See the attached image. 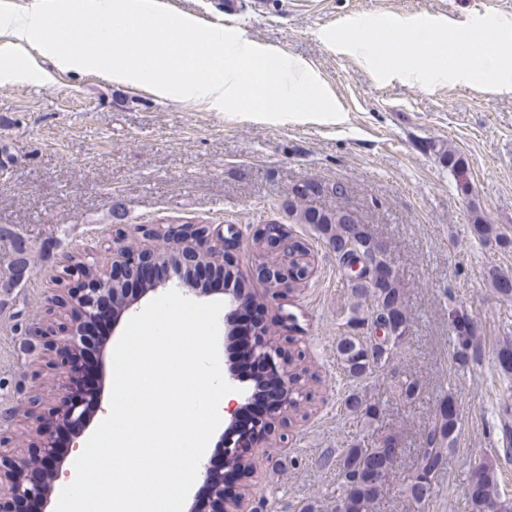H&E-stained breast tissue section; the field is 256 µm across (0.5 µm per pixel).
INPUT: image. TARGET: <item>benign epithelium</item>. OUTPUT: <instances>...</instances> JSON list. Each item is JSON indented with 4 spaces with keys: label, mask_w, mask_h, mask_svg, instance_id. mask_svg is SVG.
Wrapping results in <instances>:
<instances>
[{
    "label": "benign epithelium",
    "mask_w": 512,
    "mask_h": 512,
    "mask_svg": "<svg viewBox=\"0 0 512 512\" xmlns=\"http://www.w3.org/2000/svg\"><path fill=\"white\" fill-rule=\"evenodd\" d=\"M139 233L146 244L142 248L129 250L124 244V231L114 230L112 235V262L97 266L86 264L73 266L64 262L57 278L61 287L55 289L56 306L73 312L76 324L59 333L50 332L40 325L32 328L35 337L45 340V346L54 354V366L72 377L73 354L81 350L86 342L83 325L96 318L97 301L102 297L111 299L113 305L112 328H117L122 317L135 309V306L149 295H154L166 284L152 283L150 288H142L139 294L129 297L128 289L118 272L128 277L161 264L174 262L181 266H212L209 252L218 248L223 252V266H233L230 249L240 240V231L235 224H142ZM165 240L167 247L155 249L149 242ZM252 243L259 255L255 274L266 284L269 302H276L283 290L304 283L314 271L310 251L300 242L290 238L286 226L276 224L274 230L269 225L257 226ZM112 282L105 288L102 280ZM78 281L79 290L69 287L70 282ZM254 358L262 361L268 372L277 378L283 387L284 398L278 410L264 423L257 425L249 447H244L239 439L236 426L237 413L242 407L227 410L225 429L220 434L219 447L224 449L226 464L232 465L236 474L252 471V456L260 448L269 445L275 423L286 422L290 409L300 405L306 394L299 391V380L288 370V357L275 337L262 331L252 351ZM102 389L99 383L89 386L83 396L72 393L62 396L55 404L35 416L34 435L31 447L36 452L16 459L0 455V512H15V505L28 502L37 505L36 512H50L52 484L62 473L67 458L56 451L55 436L66 433V446L76 448V439L90 423L93 414L101 407ZM201 475L205 484L211 487L210 512H241L243 497L224 495V473L215 470L210 463H201Z\"/></svg>",
    "instance_id": "benign-epithelium-1"
}]
</instances>
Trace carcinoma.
Segmentation results:
<instances>
[{
	"instance_id": "obj_1",
	"label": "carcinoma",
	"mask_w": 512,
	"mask_h": 512,
	"mask_svg": "<svg viewBox=\"0 0 512 512\" xmlns=\"http://www.w3.org/2000/svg\"><path fill=\"white\" fill-rule=\"evenodd\" d=\"M448 168L455 187L466 195L471 188L470 171L459 157L448 154ZM322 191L320 184L306 182L292 188L285 206L297 224H311L346 264L366 259L377 266H389L386 251L376 249L374 239L364 224L344 215V209H323L310 205L311 198ZM354 298L353 314L347 326L357 330L365 318L364 309L371 310L373 322H384L390 331L383 340H364L359 336H343L336 345L342 367L348 377L362 380L384 369L388 361L390 340H399L408 330L407 316L398 278L392 270L378 274L371 281H349ZM448 325L455 334L453 359L466 366L478 358L477 328L465 314L452 309ZM347 416L377 419L382 412L380 401L369 400L354 390L343 400ZM459 413L455 397L444 396L437 417L425 431L424 448L418 454L415 474L406 486V493L417 503L429 496L432 480L444 468L458 428ZM396 455L395 444L389 440L379 445L354 444L336 457V474L340 480L346 512H370L372 504L381 496L387 474ZM467 500L470 512H491L494 506L512 512V502L502 497L492 466L481 459L474 462L467 476Z\"/></svg>"
}]
</instances>
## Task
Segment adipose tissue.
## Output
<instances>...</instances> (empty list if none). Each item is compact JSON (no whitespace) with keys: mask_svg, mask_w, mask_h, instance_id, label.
<instances>
[{"mask_svg":"<svg viewBox=\"0 0 512 512\" xmlns=\"http://www.w3.org/2000/svg\"><path fill=\"white\" fill-rule=\"evenodd\" d=\"M57 15L73 20L71 28L48 33V19ZM84 23L96 24L98 33L79 52L70 41ZM138 36L147 48L145 60L133 65L121 44ZM214 33L200 31L190 14H169L160 0H30L22 9L12 0H0V84L42 76L40 60L61 71L96 73L116 84L150 87L160 97L206 102L227 109L255 98L257 89L234 63L194 66L174 51L175 45L208 47ZM281 112L297 111L302 99L318 104L324 119L335 120L333 103L325 98L304 65L281 58L268 70Z\"/></svg>","mask_w":512,"mask_h":512,"instance_id":"obj_1","label":"adipose tissue"}]
</instances>
